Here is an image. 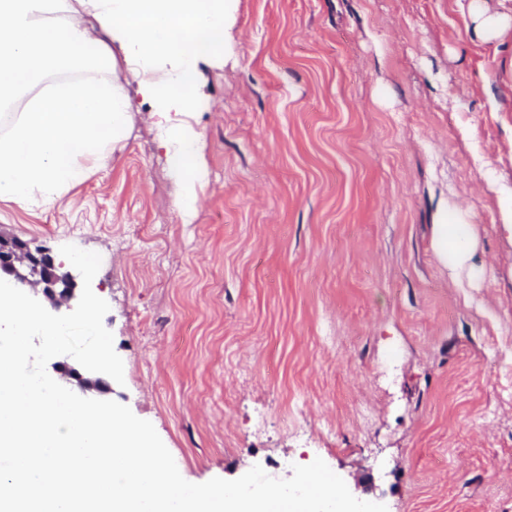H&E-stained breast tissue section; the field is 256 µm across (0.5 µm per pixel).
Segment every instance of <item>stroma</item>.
<instances>
[{
  "label": "stroma",
  "instance_id": "stroma-1",
  "mask_svg": "<svg viewBox=\"0 0 512 512\" xmlns=\"http://www.w3.org/2000/svg\"><path fill=\"white\" fill-rule=\"evenodd\" d=\"M458 0H235L203 65L209 175L184 223L129 73L127 138L0 235L93 251L124 363L92 399L151 422L182 477L322 459L388 512H512V44ZM474 227L438 260L441 210ZM433 225V250L440 262L455 270L465 268L472 253V224H448L446 210L442 221Z\"/></svg>",
  "mask_w": 512,
  "mask_h": 512
}]
</instances>
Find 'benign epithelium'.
<instances>
[{
	"mask_svg": "<svg viewBox=\"0 0 512 512\" xmlns=\"http://www.w3.org/2000/svg\"><path fill=\"white\" fill-rule=\"evenodd\" d=\"M13 276L19 286H29L41 291L51 304L59 308L69 303L74 296L73 279L67 273L59 272L54 257L47 250H31L18 239H5L0 236V273ZM58 372L68 381L81 387L105 389L101 378L89 379L67 362L57 364Z\"/></svg>",
	"mask_w": 512,
	"mask_h": 512,
	"instance_id": "benign-epithelium-1",
	"label": "benign epithelium"
}]
</instances>
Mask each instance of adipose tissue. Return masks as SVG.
Segmentation results:
<instances>
[{"mask_svg":"<svg viewBox=\"0 0 512 512\" xmlns=\"http://www.w3.org/2000/svg\"><path fill=\"white\" fill-rule=\"evenodd\" d=\"M462 9L480 41L512 38V7L466 0ZM233 10L232 0H0V200L54 205L109 162L129 128L126 71L168 121L161 141L182 185L176 206L192 220L207 175L203 136L169 117L198 106L200 67L222 54ZM472 243V225L434 227L433 250L449 268L466 267Z\"/></svg>","mask_w":512,"mask_h":512,"instance_id":"obj_1","label":"adipose tissue"}]
</instances>
